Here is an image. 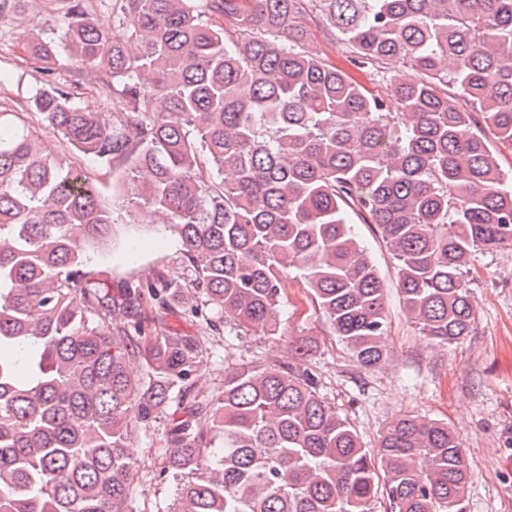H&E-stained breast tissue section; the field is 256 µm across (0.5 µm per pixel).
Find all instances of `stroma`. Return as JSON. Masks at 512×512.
<instances>
[{"label":"stroma","mask_w":512,"mask_h":512,"mask_svg":"<svg viewBox=\"0 0 512 512\" xmlns=\"http://www.w3.org/2000/svg\"><path fill=\"white\" fill-rule=\"evenodd\" d=\"M57 15L54 0H40L39 12L0 22V99L24 107L28 88L39 78L25 45L37 34L53 36ZM353 231L375 259L386 288L389 358L380 366L360 367L330 335L294 271L281 282L276 335L177 314L160 320L148 307L142 311L146 329L164 326L200 337L207 355L192 385L202 396L223 388L225 370L295 364L292 341L309 337L315 349L307 365L319 377L321 394L347 417L365 447H374L380 431L405 414L448 423L472 470L466 512H512V246L475 256L469 284L475 321L468 336L448 345L421 336L406 320L393 260L373 227L358 223ZM88 266L116 288L159 274L193 287L178 239L161 224L115 225L111 241L92 252ZM170 423L168 412H160L131 442V512H166L175 497L176 478L158 477Z\"/></svg>","instance_id":"35a3bbf8"}]
</instances>
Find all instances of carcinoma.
<instances>
[{
    "label": "carcinoma",
    "instance_id": "carcinoma-1",
    "mask_svg": "<svg viewBox=\"0 0 512 512\" xmlns=\"http://www.w3.org/2000/svg\"><path fill=\"white\" fill-rule=\"evenodd\" d=\"M32 0H0V21ZM65 47L36 36L20 112L0 101V512H128L126 448L182 396L198 338L148 336L162 276L112 284L88 268L115 203L180 240L210 313L273 334L281 276L302 284L357 363L387 361L385 289L351 216L375 229L408 320L439 342L475 319L468 266L512 244V0H111L122 37L85 0H59ZM385 84L379 94L303 51L305 13ZM237 32L229 41L224 25ZM112 93L88 112L68 61ZM67 152L48 151L43 135ZM109 169L112 199L74 158ZM222 181L205 191L201 159ZM129 320L114 328L107 316ZM173 419L159 477L187 472L172 512H465L471 469L444 423L391 422L374 450L305 367H241ZM223 439L214 458L211 436Z\"/></svg>",
    "mask_w": 512,
    "mask_h": 512
}]
</instances>
